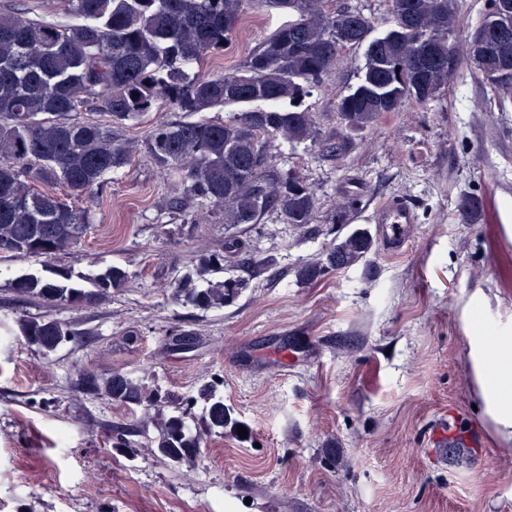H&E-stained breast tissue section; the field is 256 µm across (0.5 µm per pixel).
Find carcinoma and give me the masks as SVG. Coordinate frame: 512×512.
<instances>
[{
  "label": "carcinoma",
  "instance_id": "cac0c4a2",
  "mask_svg": "<svg viewBox=\"0 0 512 512\" xmlns=\"http://www.w3.org/2000/svg\"><path fill=\"white\" fill-rule=\"evenodd\" d=\"M393 25L373 35L370 17L356 9H332L326 0H64L79 24L30 20L0 13V254L51 258L76 243L94 223L93 194L106 176L126 167L129 144L116 133L146 113L167 106L185 118L160 121L143 141L144 154L170 177L189 204L218 208L226 224H258L269 210L296 228L318 216L316 191L294 172L273 165L274 143L321 144L314 113L294 101L326 73L344 49L364 48L356 87L336 103L344 137L373 128L410 100L438 98L451 76L448 42L457 31L454 0H390ZM269 3L296 19L267 37L235 72L190 75L188 67L224 52L241 15ZM512 31V0H491L473 29ZM467 59L487 75L495 94L512 92V48L479 56L467 41ZM109 124L80 120L86 105ZM229 105L241 107L227 121L195 118ZM53 183L86 201L73 206L33 183ZM482 201L463 195L456 203L463 224L474 222ZM373 240L354 228L329 248L325 262L297 270L301 283L367 260ZM224 255L202 254L175 280V295L208 310L232 303L241 281L227 278L195 286L223 267ZM116 266L89 279V286L24 276L12 281L21 297L61 304L75 311L93 306L124 287ZM25 340L43 354L75 339L71 325L19 319ZM76 388L121 405L153 407L148 447L177 467L194 464L203 437L224 435L231 422L224 398L205 383L197 396L149 389L119 371L100 377L77 372ZM205 402L194 431L191 404Z\"/></svg>",
  "mask_w": 512,
  "mask_h": 512
}]
</instances>
